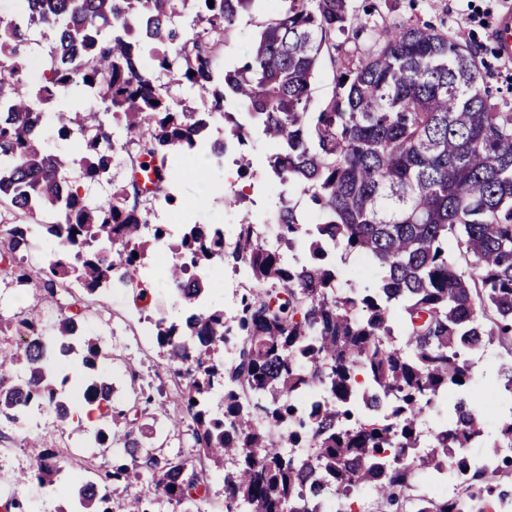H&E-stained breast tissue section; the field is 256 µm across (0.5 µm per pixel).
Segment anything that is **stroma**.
Masks as SVG:
<instances>
[{
    "instance_id": "35a3bbf8",
    "label": "stroma",
    "mask_w": 512,
    "mask_h": 512,
    "mask_svg": "<svg viewBox=\"0 0 512 512\" xmlns=\"http://www.w3.org/2000/svg\"><path fill=\"white\" fill-rule=\"evenodd\" d=\"M351 4L363 24L336 35L335 62H324L311 84V110H318L334 95L345 67L375 50L372 26L419 21L435 25L476 51L481 85L489 102L499 111L512 112V62L500 57L494 40L498 16L512 7V0H351ZM272 16L273 7L268 0H259L256 8L239 16L230 38L215 55L216 75H223L243 60L252 40ZM225 109L238 113L240 123L251 130L247 149L253 166L246 171L211 167L210 182L204 185L195 176L199 151L181 152L172 160L180 174L170 187L179 203L174 214L182 224H220L228 231L249 221L258 224L263 236L274 238L278 198L272 189L273 179L266 171L267 147L261 134L252 130L248 114L241 112L235 101H227ZM140 274L149 283L148 296L142 302L136 300L131 289L118 286L95 295L77 292L83 325L100 336L112 352L111 357L98 363L96 372L109 378L116 388L113 409L139 418L146 449L189 458L195 456L196 449L186 423H175L174 412L160 409L161 404L170 405L177 400L178 388L173 375L159 369L160 349L152 336L154 321L174 313V292L153 262H146ZM59 312L58 305L42 298L36 289L0 277V318L10 322L8 329L0 331V349L15 346L21 319L33 317L48 327ZM511 358L496 345L475 355L470 391L477 402H490L499 409L512 405V394L505 391L498 374L500 365ZM148 394L153 396V404L145 403ZM94 429V424L85 423L60 430L50 412L32 409L25 430L9 431L6 449L0 452V472L13 475L32 468L34 461L25 438L38 435L43 437L45 447L64 450L68 462L65 481L53 492L34 482L14 486L9 493H0V502L13 495L22 501L24 512H65L74 488L125 461L120 441H113L105 452L96 448Z\"/></svg>"
}]
</instances>
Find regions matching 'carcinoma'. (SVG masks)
<instances>
[{
	"instance_id": "1",
	"label": "carcinoma",
	"mask_w": 512,
	"mask_h": 512,
	"mask_svg": "<svg viewBox=\"0 0 512 512\" xmlns=\"http://www.w3.org/2000/svg\"><path fill=\"white\" fill-rule=\"evenodd\" d=\"M0 21V205L24 224H0L4 276L52 299L78 283L89 295L119 282L147 298L134 275L146 259L166 256V272L187 302L219 286L210 271L229 265L249 281L235 315L188 310L154 322L165 368L182 378L183 416L191 420L195 459L144 451L138 419L112 410V381L79 380L73 400L53 380L62 362L82 354L87 369L107 356L103 342L78 334L81 311L68 309L52 333L24 318L25 336L0 353V424H17L34 407L68 425L74 404L100 411L93 434L112 445L123 423L131 465L105 472L74 493L70 512H112L111 485L127 481L145 458L154 495L178 504L209 489L210 466L224 470V512H352L360 491L381 494L380 510L403 508L400 495L417 473L458 481L446 497L423 495L416 512H498L512 498V410L497 418L491 454L469 448L483 436L485 413L470 398L471 357L493 344L512 354V112L482 93L470 47L429 23L376 30L375 52L340 74L339 92L309 110L310 86L332 35L360 24L350 0H278L239 67L213 72V56L238 15L258 0H18ZM197 5L189 26L175 22ZM55 31L44 83L26 85L34 31ZM195 89L203 110L183 108L162 93L155 70ZM71 92L91 100L83 112H47ZM237 100L264 137L267 165L283 190L277 223L281 244L256 225H237L234 244L213 224H186L166 242L152 224L142 191L112 190L91 203L63 175L72 164L97 182L119 149L132 171L153 176L150 203H173L167 184L176 152L205 139L224 119L238 144L246 131L224 101ZM126 138L113 140V125ZM48 127L60 140L84 138L80 158L50 151ZM298 193L320 222L309 223ZM51 211L44 224L38 214ZM38 236L59 249L33 268L24 264ZM309 260L293 264L297 245ZM359 253L379 287L335 288L328 252ZM138 257H133V253ZM235 345L229 363L217 355ZM454 395L453 415L421 446L418 416ZM219 397L222 411L209 403ZM281 430L289 451L272 447ZM33 479L54 490L64 455L37 440Z\"/></svg>"
}]
</instances>
